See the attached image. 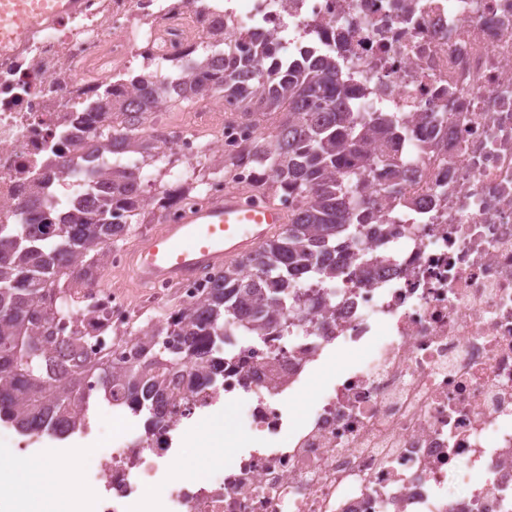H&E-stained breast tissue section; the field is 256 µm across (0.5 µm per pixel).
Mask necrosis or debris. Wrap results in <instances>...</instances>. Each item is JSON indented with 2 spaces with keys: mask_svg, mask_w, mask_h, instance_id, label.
<instances>
[{
  "mask_svg": "<svg viewBox=\"0 0 512 512\" xmlns=\"http://www.w3.org/2000/svg\"><path fill=\"white\" fill-rule=\"evenodd\" d=\"M248 50L273 47L261 69L323 57L360 112H397L394 143L370 144L358 209L392 225L361 237L324 299L288 317L287 332L227 337L224 373L169 432L143 437L120 394L87 383L79 430L101 446L79 465L67 512H512V0H79L77 11L25 34L0 55V224L32 200L56 222L95 184V142L77 118L136 67L183 81L215 33ZM223 97L196 100L185 122L153 124L158 154L216 161L257 128L224 117ZM65 153L69 173L51 167ZM220 179L176 197L156 223L223 196ZM75 320L86 348L127 355V302L88 294ZM338 378L306 391L328 359ZM305 407H298L300 397ZM232 404V457L212 474L177 478L196 412Z\"/></svg>",
  "mask_w": 512,
  "mask_h": 512,
  "instance_id": "obj_1",
  "label": "necrosis or debris"
}]
</instances>
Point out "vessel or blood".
Listing matches in <instances>:
<instances>
[{"label": "vessel or blood", "mask_w": 512, "mask_h": 512, "mask_svg": "<svg viewBox=\"0 0 512 512\" xmlns=\"http://www.w3.org/2000/svg\"><path fill=\"white\" fill-rule=\"evenodd\" d=\"M74 0H0V54L10 53L28 30L42 26ZM288 221V211L270 200H250L225 190L222 198L192 208L173 224L146 235L132 258L144 284L179 283L254 254Z\"/></svg>", "instance_id": "obj_1"}]
</instances>
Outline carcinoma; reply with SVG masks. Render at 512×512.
Wrapping results in <instances>:
<instances>
[{"mask_svg":"<svg viewBox=\"0 0 512 512\" xmlns=\"http://www.w3.org/2000/svg\"><path fill=\"white\" fill-rule=\"evenodd\" d=\"M204 53L162 109H185L218 88L239 117L260 122L270 112L282 113L269 135L225 152L219 166L230 177L244 164L269 173L277 189L292 197L288 224L245 258L254 269L251 277L239 276L236 261L224 265L222 279L206 283L201 303L146 331L128 363L113 364L109 353L85 354L87 332L74 327L54 290L76 295L91 286L106 250L146 219L140 167L119 156L158 161L145 123L156 111L165 77L154 70L131 78L134 93L109 102L112 124L100 117L92 128L97 149L118 156L105 161L108 178L97 186L98 200L75 210L65 224L49 223L48 209L34 203L23 223L0 225V416L25 433L62 434L81 424V396L90 377L101 389L124 395L133 414H146L147 435L166 431L175 414L169 396L175 369L188 371L190 386H209L224 365V336L269 328L307 297L295 288L298 278L334 281L343 274L336 254L349 240L387 234L357 219L358 178L349 162L366 156L370 141L397 137V113L349 111L336 64L328 60L265 76L249 56H227L213 45Z\"/></svg>","mask_w":512,"mask_h":512,"instance_id":"cac0c4a2","label":"carcinoma"}]
</instances>
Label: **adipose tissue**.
I'll return each instance as SVG.
<instances>
[{"mask_svg":"<svg viewBox=\"0 0 512 512\" xmlns=\"http://www.w3.org/2000/svg\"><path fill=\"white\" fill-rule=\"evenodd\" d=\"M9 465L11 489L25 500L26 512H65L67 495L74 487V476L55 463H16L0 454V465Z\"/></svg>","mask_w":512,"mask_h":512,"instance_id":"obj_1","label":"adipose tissue"}]
</instances>
